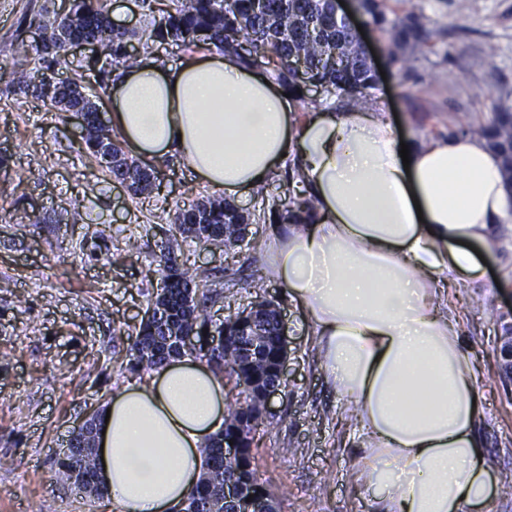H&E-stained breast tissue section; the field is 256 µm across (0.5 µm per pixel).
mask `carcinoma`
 <instances>
[{"label":"carcinoma","instance_id":"obj_1","mask_svg":"<svg viewBox=\"0 0 512 512\" xmlns=\"http://www.w3.org/2000/svg\"><path fill=\"white\" fill-rule=\"evenodd\" d=\"M142 4L149 21L138 33L114 26L102 0H70L64 14L56 10L39 14L31 23L48 37L31 46L34 66L21 65L13 72V84L18 89L54 108L71 111L86 123L78 150L94 158L119 183L129 182V193L134 196L151 192L161 169L129 155L110 131L97 123L98 107L89 94L76 95L68 85L55 80L57 66L66 60L68 40L96 43L116 71L139 63L132 49L134 39L145 50L156 44H175L190 52L199 48L230 52L244 65L267 73L305 108L344 97L368 100L373 96L376 71L366 48L347 25L336 22L334 7L320 0H263L260 7L256 0H165L162 7L156 6V0H142ZM363 18L369 32L386 39L389 61L397 72H411L430 39L425 16L411 13L392 19L386 0H364ZM511 125L512 99L505 96L494 106L489 123L477 130L450 127L448 136L479 133L502 157L505 183L512 185V137L500 134ZM106 154L112 155L110 165L103 164ZM282 180L291 189L257 213L246 212L225 199L187 208L177 204L170 209L172 231L154 259L163 286L147 295L138 325L127 333L131 339L129 369L149 371L172 358L196 355L226 373L244 394L243 400L228 405L224 429L203 449L202 475L175 506L176 512H229L234 505L224 501L227 482L253 488L274 507L270 492L256 478L253 464L241 465L225 458L224 441L242 438L247 456L255 459L251 433L267 417L258 411L250 385L255 380L265 387L277 379L278 360L286 353L279 341L280 304L265 296L256 300L261 310L254 316L264 325L266 343L247 355L250 327L240 330L238 322L229 317L211 329L208 305L222 297L223 289L210 287L208 276L184 266L179 257L190 244L224 247L242 224L313 222L315 205L302 187L304 179L296 162L288 163ZM190 332L197 344L187 347L181 336ZM206 332L224 337V343L212 345L204 336ZM81 437L56 459L58 475L65 486L75 489L73 474L78 469L84 477L85 492L102 497L104 489L96 485L95 435L89 429Z\"/></svg>","mask_w":512,"mask_h":512}]
</instances>
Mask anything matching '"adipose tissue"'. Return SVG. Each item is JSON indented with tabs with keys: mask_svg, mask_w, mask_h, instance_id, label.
I'll use <instances>...</instances> for the list:
<instances>
[{
	"mask_svg": "<svg viewBox=\"0 0 512 512\" xmlns=\"http://www.w3.org/2000/svg\"><path fill=\"white\" fill-rule=\"evenodd\" d=\"M110 96L134 153L178 156L229 197L298 156L316 218L273 228L266 271L307 314L324 380L356 410L374 512H482L493 485L478 456L479 379L438 282H481L492 226L512 215L485 140L413 145L404 159L379 113L296 121L276 83L217 52L118 70ZM109 406L96 420L106 499L116 512H169L224 426L223 377L175 358Z\"/></svg>",
	"mask_w": 512,
	"mask_h": 512,
	"instance_id": "adipose-tissue-1",
	"label": "adipose tissue"
}]
</instances>
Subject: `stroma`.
I'll use <instances>...</instances> for the list:
<instances>
[{
  "label": "stroma",
  "mask_w": 512,
  "mask_h": 512,
  "mask_svg": "<svg viewBox=\"0 0 512 512\" xmlns=\"http://www.w3.org/2000/svg\"><path fill=\"white\" fill-rule=\"evenodd\" d=\"M61 0H0V512H107L103 498L75 494L55 479V453L89 411L135 374L134 326L160 276L153 261L175 204L215 193L177 157H165L157 190L132 197L78 151L80 129L41 99L14 90L29 22ZM398 14L430 21L432 47L410 75L388 67L384 39L367 46L385 77L374 110L401 137L426 145L449 124H485L497 99L512 96V0H396ZM497 250L486 283L448 291L460 340L478 370L482 452L495 493L484 512H512V380L500 347L512 328V216L494 225ZM250 246L186 248L187 265L236 286L209 309L214 323L246 306L249 280L278 299L288 336L285 385L271 403L276 422L254 433L256 477L276 512H371L360 474L362 437L353 406L328 388L317 338Z\"/></svg>",
  "instance_id": "stroma-1"
}]
</instances>
